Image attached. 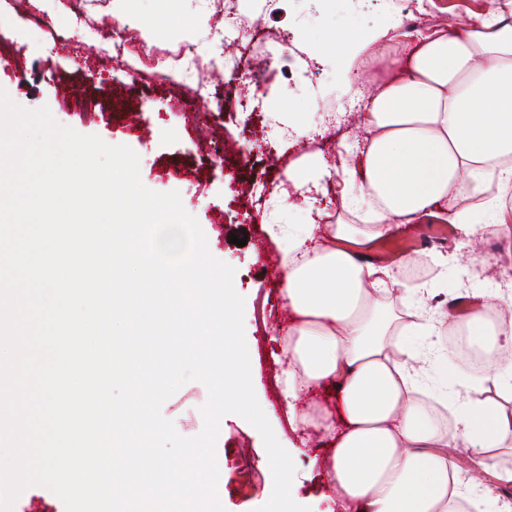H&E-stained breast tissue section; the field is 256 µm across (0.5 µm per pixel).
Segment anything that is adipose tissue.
Listing matches in <instances>:
<instances>
[{
  "mask_svg": "<svg viewBox=\"0 0 512 512\" xmlns=\"http://www.w3.org/2000/svg\"><path fill=\"white\" fill-rule=\"evenodd\" d=\"M348 56V78L371 53L384 75L365 105L373 132L361 165L343 164L339 204L362 211L373 232L339 222L301 224L288 233L284 296L297 322L283 340L280 380L285 403L302 389L336 388L334 448L324 462L343 512H455L484 483L448 479V451L477 439L493 448L512 438V415L492 402L457 408L449 436L417 387L421 355L407 347L396 315L383 308L399 284L363 251L390 222L413 224L442 210L472 236L464 210L448 204L484 192L512 190V17L492 7L479 22L420 34L398 56L376 50L377 36L336 35ZM448 328L512 360V325L495 327L492 311L512 296L484 289ZM400 359H393V352Z\"/></svg>",
  "mask_w": 512,
  "mask_h": 512,
  "instance_id": "obj_1",
  "label": "adipose tissue"
}]
</instances>
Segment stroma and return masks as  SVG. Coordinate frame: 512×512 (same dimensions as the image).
<instances>
[{"instance_id": "1", "label": "stroma", "mask_w": 512, "mask_h": 512, "mask_svg": "<svg viewBox=\"0 0 512 512\" xmlns=\"http://www.w3.org/2000/svg\"><path fill=\"white\" fill-rule=\"evenodd\" d=\"M228 0H87L84 10L90 24L121 22L134 35L159 49L181 43L195 45L199 52L221 55L212 29L224 16ZM413 12L422 17L419 29L429 32L452 29L485 14L490 0H412ZM254 15L274 31L287 32V45L252 53L249 67L234 80H225L224 99L199 100L200 109L222 114L225 139L235 140L238 151L223 163L200 164L193 146L173 130V119L163 102L169 93L167 68L154 63L148 86L131 84L112 68L111 58L96 59L83 46L82 36L70 45L54 48L30 30L25 21L32 8L28 0H0V26L14 41V58L0 65V88L11 99L31 110L48 107L60 124L82 134H95L111 145L123 144L140 157V179L156 192H179L184 209L194 216L204 232L210 253L235 270L234 287L244 300V330L252 356L253 387L257 400L280 445L290 454L295 474L294 491L301 505L311 512H332L329 477L312 458H326L331 439L319 428L322 416L333 413L335 396L323 388L300 393L295 403L305 423L291 427L277 378L281 372L274 351L291 321L288 301L282 293L280 260L282 244L269 235L271 225L288 230L306 223L308 205L304 196L292 195L289 208H277L275 192L287 173L306 171L315 155L334 161L340 146L362 144L370 136L360 106L375 92L371 66L361 64L353 87L342 80L343 61L332 48L339 32L362 35L385 26L386 0H255ZM278 67L280 83L288 98H263L253 113H236L234 102L242 90H254V74ZM77 87L100 103L91 113H73L65 106V92ZM336 116L334 141L305 137L281 140V126L313 130L326 115ZM287 154V170L271 166L272 153ZM495 191L471 199L470 224L479 227L472 239L454 235L450 244L421 252L423 275H411L409 267L393 266L392 276L408 287L428 288L422 308L425 326L407 325L408 343L428 356L418 386L422 396L447 410L463 401L445 366L457 359L448 347L439 312L456 299L466 298L474 288H498L512 278V230L495 226ZM245 237V246L230 241ZM207 390L198 381L184 384L161 406L184 437L199 435L204 428L202 408ZM216 459L223 465L225 512H255L270 498L273 486L268 455L259 432L236 414L225 415L219 425Z\"/></svg>"}]
</instances>
